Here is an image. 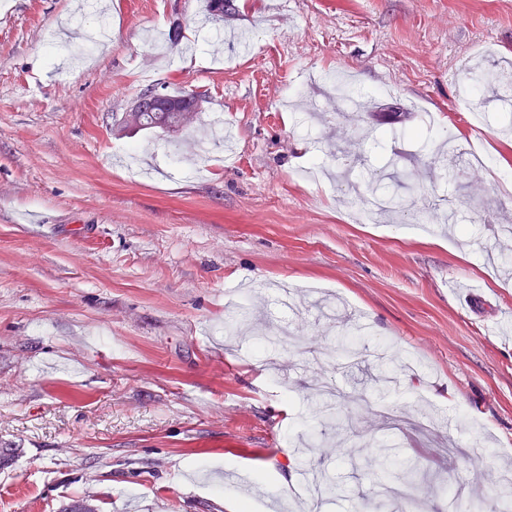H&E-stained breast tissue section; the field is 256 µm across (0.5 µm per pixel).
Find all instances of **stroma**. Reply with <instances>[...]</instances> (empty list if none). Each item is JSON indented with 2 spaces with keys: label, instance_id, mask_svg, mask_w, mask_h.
Returning <instances> with one entry per match:
<instances>
[{
  "label": "stroma",
  "instance_id": "35a3bbf8",
  "mask_svg": "<svg viewBox=\"0 0 512 512\" xmlns=\"http://www.w3.org/2000/svg\"><path fill=\"white\" fill-rule=\"evenodd\" d=\"M234 3L217 27L203 0H0V512H311L280 482L303 470L346 478L322 512H377L346 463L376 451V411L301 451L315 388L352 390L329 351L354 318V376L378 345L411 359L388 403L430 427L393 440L436 488L401 480L390 512H492L512 474V338L493 334L512 325V0ZM176 25L179 44L144 38ZM161 87L222 128L119 132ZM344 148L361 173L396 158L454 228L360 223Z\"/></svg>",
  "mask_w": 512,
  "mask_h": 512
}]
</instances>
